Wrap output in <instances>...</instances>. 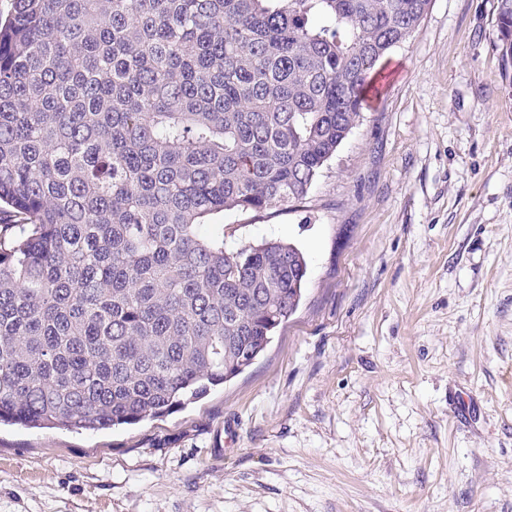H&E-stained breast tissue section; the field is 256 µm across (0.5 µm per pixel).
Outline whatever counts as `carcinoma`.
Instances as JSON below:
<instances>
[{
  "label": "carcinoma",
  "mask_w": 512,
  "mask_h": 512,
  "mask_svg": "<svg viewBox=\"0 0 512 512\" xmlns=\"http://www.w3.org/2000/svg\"><path fill=\"white\" fill-rule=\"evenodd\" d=\"M431 0H11L0 15V422L91 431L235 378L297 310L304 200ZM496 48L512 71V0Z\"/></svg>",
  "instance_id": "cac0c4a2"
}]
</instances>
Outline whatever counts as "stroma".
I'll return each mask as SVG.
<instances>
[{
	"label": "stroma",
	"instance_id": "1",
	"mask_svg": "<svg viewBox=\"0 0 512 512\" xmlns=\"http://www.w3.org/2000/svg\"><path fill=\"white\" fill-rule=\"evenodd\" d=\"M496 0H432L281 239L303 299L244 373L89 432L0 425V512H512V80ZM463 396L469 409L450 407Z\"/></svg>",
	"mask_w": 512,
	"mask_h": 512
}]
</instances>
